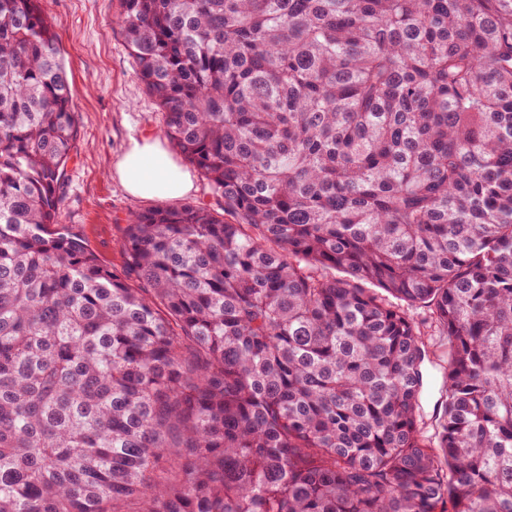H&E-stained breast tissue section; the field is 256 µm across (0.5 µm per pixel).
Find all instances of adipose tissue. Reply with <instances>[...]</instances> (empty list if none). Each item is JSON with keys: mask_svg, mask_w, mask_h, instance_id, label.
Masks as SVG:
<instances>
[{"mask_svg": "<svg viewBox=\"0 0 512 512\" xmlns=\"http://www.w3.org/2000/svg\"><path fill=\"white\" fill-rule=\"evenodd\" d=\"M114 174L129 194L142 199H179L194 189L190 172L166 156L159 138L150 131L130 141Z\"/></svg>", "mask_w": 512, "mask_h": 512, "instance_id": "ef3b65f1", "label": "adipose tissue"}]
</instances>
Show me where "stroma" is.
Wrapping results in <instances>:
<instances>
[{
    "label": "stroma",
    "instance_id": "1",
    "mask_svg": "<svg viewBox=\"0 0 512 512\" xmlns=\"http://www.w3.org/2000/svg\"><path fill=\"white\" fill-rule=\"evenodd\" d=\"M78 119V155L66 172L59 221L105 265L124 263L122 233L131 214L156 207L132 197L112 176L118 156L144 131L162 132L161 108L136 75L116 24L120 0H48ZM448 364H424L421 412L434 429L443 410Z\"/></svg>",
    "mask_w": 512,
    "mask_h": 512
}]
</instances>
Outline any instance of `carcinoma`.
I'll use <instances>...</instances> for the list:
<instances>
[{"label": "carcinoma", "mask_w": 512, "mask_h": 512, "mask_svg": "<svg viewBox=\"0 0 512 512\" xmlns=\"http://www.w3.org/2000/svg\"><path fill=\"white\" fill-rule=\"evenodd\" d=\"M120 4L215 205L119 270L57 223L68 72L0 0V512H512V0ZM448 363L429 354L424 364V388L421 398V412L428 434L433 432L443 410L444 384Z\"/></svg>", "instance_id": "obj_1"}]
</instances>
